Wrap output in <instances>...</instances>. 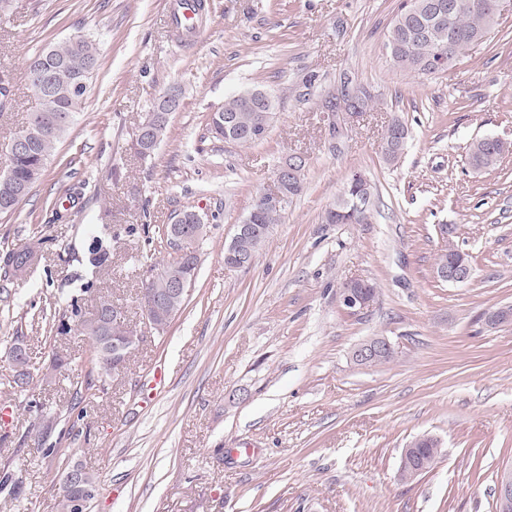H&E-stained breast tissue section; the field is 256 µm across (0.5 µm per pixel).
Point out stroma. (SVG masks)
I'll return each instance as SVG.
<instances>
[{
	"label": "stroma",
	"mask_w": 512,
	"mask_h": 512,
	"mask_svg": "<svg viewBox=\"0 0 512 512\" xmlns=\"http://www.w3.org/2000/svg\"><path fill=\"white\" fill-rule=\"evenodd\" d=\"M204 4L186 46L171 26L174 0H11L0 14V69L15 86L0 140L37 107L35 54L80 34L101 55L42 180L0 217V252L43 244L29 277H0V407L13 411L0 425V512H52L56 476L75 462L100 487L92 512H496L498 476L512 467V322L482 317L512 307V150L493 173L468 155L485 137L512 147V0L483 40L430 75L394 67L384 46L399 0ZM345 74L375 108L322 112ZM172 87L182 104L155 154L140 158L139 128ZM254 87L279 100L267 141L213 138L211 113ZM395 118L409 137L388 164L378 145ZM289 154L306 160L301 192L255 264L227 268L233 225ZM354 172L374 187L368 222L323 223ZM186 210L206 233L187 300L159 333L139 298L175 257L159 229ZM442 224L457 228L468 282L436 275ZM97 237L110 252L100 272L89 262ZM353 280L376 287L355 314L339 297ZM59 294L80 317L49 308ZM103 295L143 341L89 400L75 394L90 349L78 320ZM18 336L37 379L21 395L6 358ZM375 336L394 344V360L356 364L353 350ZM56 352L71 357L67 369L53 370ZM153 367L167 375L159 391L148 387ZM422 435L437 438L439 459L400 482L403 452ZM51 446L65 456L46 455Z\"/></svg>",
	"instance_id": "obj_1"
}]
</instances>
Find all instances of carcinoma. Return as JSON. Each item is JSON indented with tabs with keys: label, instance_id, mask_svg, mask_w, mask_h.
Instances as JSON below:
<instances>
[{
	"label": "carcinoma",
	"instance_id": "cac0c4a2",
	"mask_svg": "<svg viewBox=\"0 0 512 512\" xmlns=\"http://www.w3.org/2000/svg\"><path fill=\"white\" fill-rule=\"evenodd\" d=\"M430 0H407L392 17L385 33V46L389 51L393 65L403 71L418 75L431 74V60L445 56V67L452 66L465 49L474 42L482 40L495 23L497 11L495 0H451L450 15L430 17ZM42 67L37 73L28 71V85L38 107L29 114L27 123L34 125L35 141L33 147L15 155L9 161L13 181L0 182V215H8L16 210L20 198L16 190L32 188L41 181L47 163L55 154L58 144L67 136L75 124L78 111L85 99L89 81L99 66V51L96 43L85 36L73 41L66 39L50 47V52H40L29 67ZM363 94L362 107L367 108L374 102V97L363 87L353 84L345 75L340 79L336 93L328 95L322 107H341L349 99L350 90ZM254 91L235 94L224 101V111L236 114L238 137L234 144L251 146L261 142L250 136V132L262 133L270 129L271 120L277 109V97L271 103H256L249 100ZM408 128L399 119H393L380 144V154L387 163H394L400 157L396 145L407 140ZM508 151L500 140L483 138L471 146L469 160L476 169L495 170ZM361 196L364 199L374 197L370 182L357 178L348 180L336 205L328 209L323 222L326 224H362L367 219L366 211H359L351 206V200ZM284 209L268 206L261 201L253 202L248 213L257 231L247 242L246 250L257 256L274 225L282 222ZM26 251L9 250L0 257L4 276L15 274L16 267L23 262ZM451 260H463L460 251L454 246L453 239H448L444 249L437 258L436 268L445 267ZM80 333L95 343V337L104 333L135 347L141 336L123 319L109 318L104 323L80 321ZM8 356L12 360L15 375L13 387L22 391L33 383L30 368V356L15 354V347H10ZM440 449L434 441L424 442L417 447L416 463L424 471H429L436 464ZM76 492L66 482L57 483L55 512H76L74 500Z\"/></svg>",
	"mask_w": 512,
	"mask_h": 512
}]
</instances>
